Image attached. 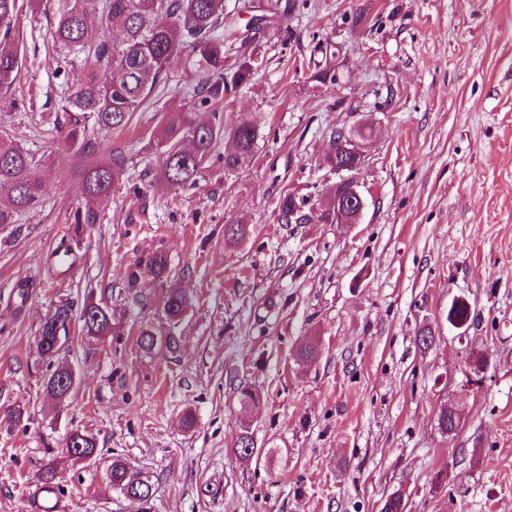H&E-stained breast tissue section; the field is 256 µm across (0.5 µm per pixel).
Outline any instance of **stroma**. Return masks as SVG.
I'll return each instance as SVG.
<instances>
[{"mask_svg": "<svg viewBox=\"0 0 512 512\" xmlns=\"http://www.w3.org/2000/svg\"><path fill=\"white\" fill-rule=\"evenodd\" d=\"M57 9L23 10L7 92L18 105L0 107V131L34 154L46 185L0 226V416L30 415L0 427V512H37L38 474L74 429L147 472L154 495L129 501L105 467L59 461L60 512H382L396 491L406 512H512V0H298L224 106L225 127L257 126L254 155L229 172L213 162L190 189L159 177L160 117L191 103L190 71L173 69L125 129L87 123L95 158L120 157L124 173L71 266L50 257L84 199L64 140L65 76L50 64ZM319 40L340 48L339 84L312 77ZM363 123L360 222L281 223L280 195L313 205L335 184L332 129ZM237 222L249 234L225 243ZM158 251L169 276L127 287ZM172 287L191 302L178 345L144 352L140 327L170 329ZM90 296L108 304L112 334L74 329L61 358L76 389L59 416L40 324L53 303ZM458 298L470 304L464 330L448 321ZM312 341L318 359L297 360ZM242 381L259 407L240 404ZM445 405L460 413L451 435L437 424ZM246 428L263 450L250 461L234 453Z\"/></svg>", "mask_w": 512, "mask_h": 512, "instance_id": "obj_1", "label": "stroma"}]
</instances>
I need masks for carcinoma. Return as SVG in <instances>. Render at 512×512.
Segmentation results:
<instances>
[{
	"instance_id": "carcinoma-1",
	"label": "carcinoma",
	"mask_w": 512,
	"mask_h": 512,
	"mask_svg": "<svg viewBox=\"0 0 512 512\" xmlns=\"http://www.w3.org/2000/svg\"><path fill=\"white\" fill-rule=\"evenodd\" d=\"M51 41L56 48L53 58L56 72L61 68H79L84 76L64 91V110L69 114L66 139L85 159L93 154L81 141L82 127L91 118L99 129L110 132L124 129L145 100L157 91L174 67L191 71L194 84L188 89L193 100L191 109L171 108L161 116L158 141L162 148L161 178L172 186L193 187L202 171L213 159L222 157L224 170L237 168L256 149L258 134L247 118L237 120L230 129L231 144L224 155L217 154L224 139L223 115L219 105L249 81L256 66L252 45L257 34L280 32L275 4L262 6V14L252 18L241 30L224 14V0H63ZM22 0H0V89L15 83L22 65L13 21L23 11ZM158 14L166 16L164 24L154 23ZM116 29L122 39L109 42L98 35L100 27ZM338 48L319 42L314 52L321 55L315 63L313 78L323 84L337 83L338 74L332 59ZM117 159L93 160L79 169L85 200L73 212L71 240L78 241L84 226L97 222L96 205L108 199L112 187L123 175ZM45 185L34 157L18 146L8 134H0V197L7 204L0 207V225L14 224L25 211L36 207ZM279 217L287 224L336 223V210L323 204L307 207V199L283 194L278 202ZM154 276H164L168 269L164 255L156 253L145 260ZM190 299L179 289L167 290L163 311L172 325L185 316ZM98 341L112 335V313L101 303L85 302L79 312L68 299L55 304L45 317L37 344L41 355L52 362L59 357L70 338L72 325ZM139 347L146 351L171 350L177 338L169 333L156 334L142 328ZM75 374L59 364L46 377L45 388L57 411L70 406ZM235 452L241 458L259 457L252 433L243 430ZM73 464L86 466L102 460L97 439L85 430H75L61 450ZM109 484L134 502L144 503L153 495L148 477L136 471L127 460L114 457L107 465Z\"/></svg>"
}]
</instances>
